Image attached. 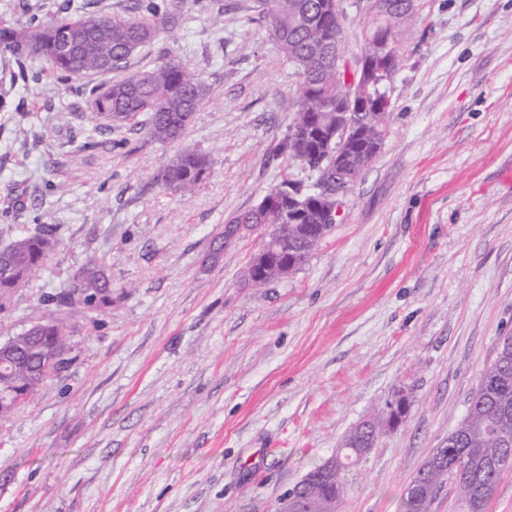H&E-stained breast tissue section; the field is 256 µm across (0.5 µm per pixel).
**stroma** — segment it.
<instances>
[{
	"instance_id": "1",
	"label": "stroma",
	"mask_w": 512,
	"mask_h": 512,
	"mask_svg": "<svg viewBox=\"0 0 512 512\" xmlns=\"http://www.w3.org/2000/svg\"><path fill=\"white\" fill-rule=\"evenodd\" d=\"M389 86L385 146L351 187L332 232L287 277L243 281L260 241L217 264L224 221L283 178L274 148L298 76L225 0H193L173 36L133 55L174 59L210 96L183 143L145 130L103 142L76 87L0 81V248L33 217L58 244L0 312V341L40 321L89 257L112 305L70 324L64 367L0 418V512H277L361 421L406 414L343 473V512H402L406 488L465 415L512 336V0H416ZM211 175L187 197L156 176L181 145Z\"/></svg>"
}]
</instances>
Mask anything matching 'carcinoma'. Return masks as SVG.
<instances>
[{
	"instance_id": "obj_1",
	"label": "carcinoma",
	"mask_w": 512,
	"mask_h": 512,
	"mask_svg": "<svg viewBox=\"0 0 512 512\" xmlns=\"http://www.w3.org/2000/svg\"><path fill=\"white\" fill-rule=\"evenodd\" d=\"M333 0H253V20L270 30L277 52L294 66L298 85L293 98L294 116L289 129L308 125L326 126L336 121V93L339 76L336 63L324 62L327 40L342 38L341 20L330 7ZM409 0H390L387 14L370 13L363 35V50L373 52L380 35H388L391 49L402 58L398 36L415 21L416 7ZM183 0H131L123 11L105 15L85 13L66 4L58 14L45 19L26 13L25 24L14 26L0 21V54L11 57L20 75L31 73L35 81L44 71L82 87L88 105L100 120L99 130L112 132L128 125L146 130L151 139L165 144L182 140L193 119L210 95V86L198 73L170 59L151 70L128 69L129 59L163 35L180 28L184 18ZM118 71L121 76L107 84H93L91 78ZM388 115L369 111L354 116L346 143L359 154L371 147L372 138L386 135ZM279 154L311 172L306 185L309 216L307 226H290L282 233L281 255L257 253L245 276H258L261 284L288 276L302 266L318 242L322 229L330 223L324 212L328 202L316 196L315 186L330 175L325 157L328 145L320 140L294 142L285 137ZM211 171L209 155L192 148L182 150L157 177L161 187L174 194L191 193ZM235 224H280V213L253 208L228 219ZM57 243L55 228L44 224L38 230H19L0 253V263L9 272L0 274V311L29 287L43 269L48 253ZM57 302L75 308V313L99 310L112 304V281L96 258L87 261ZM38 339L26 340L11 353L0 354L11 361L9 371L0 372V417H6L25 404L40 385L65 364L68 351L63 322L49 310L40 321ZM390 419L369 418L342 439L334 459L339 470L325 476L327 464L311 474L318 480L305 486L298 503L300 512H338L344 483L342 469L364 456L363 442L376 444ZM512 450V336L500 339L495 359L482 374L468 399L466 414L420 467L425 472L421 491L404 501L403 512H428L430 501L448 479L464 486L480 482L491 497L501 469L485 470L486 465ZM454 452L457 466L450 469L435 464V456Z\"/></svg>"
}]
</instances>
